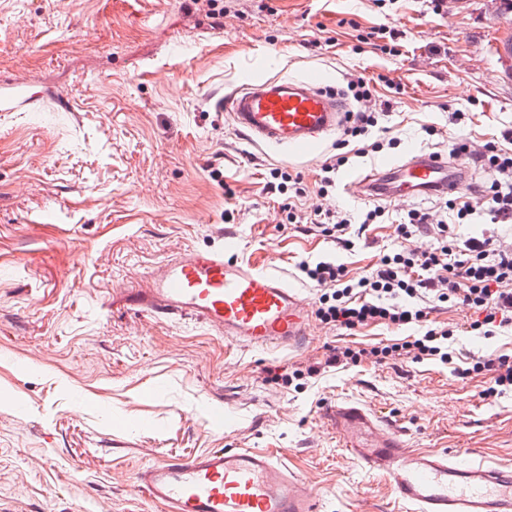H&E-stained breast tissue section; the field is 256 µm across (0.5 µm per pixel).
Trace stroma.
<instances>
[{
  "instance_id": "stroma-1",
  "label": "stroma",
  "mask_w": 512,
  "mask_h": 512,
  "mask_svg": "<svg viewBox=\"0 0 512 512\" xmlns=\"http://www.w3.org/2000/svg\"><path fill=\"white\" fill-rule=\"evenodd\" d=\"M236 7L217 22L193 0H0V98L16 97L0 112V512H164L140 494L138 470L210 448L286 453L323 512H412L342 447L326 417L341 404L383 417L407 447L474 448L512 467V398L483 399V376L427 360L283 381L333 347L402 329L351 337L318 323L301 346L245 351L128 303L157 263L220 246V227L312 302L299 261L330 255L358 276L396 246L389 224L349 252L287 224L263 190L269 169L300 173L297 204L312 209L335 143L311 161L252 145L219 110L247 78L318 73L343 97L350 76L373 79L370 138L384 147L350 157L340 181L413 147L443 153L512 132L505 0ZM379 26L400 32L399 54L359 43Z\"/></svg>"
}]
</instances>
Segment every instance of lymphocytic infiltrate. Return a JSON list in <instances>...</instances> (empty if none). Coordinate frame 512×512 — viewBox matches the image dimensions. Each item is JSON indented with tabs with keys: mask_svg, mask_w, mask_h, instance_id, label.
Listing matches in <instances>:
<instances>
[{
	"mask_svg": "<svg viewBox=\"0 0 512 512\" xmlns=\"http://www.w3.org/2000/svg\"><path fill=\"white\" fill-rule=\"evenodd\" d=\"M348 86L358 104L350 112L337 154L323 162L318 186L326 197L336 187V173L350 155L365 156L380 151V142L368 141L370 128L377 126L378 115L370 110L371 82L357 76ZM453 154L483 163L490 177L480 192L443 198L434 210L412 209L404 213L394 232L399 245L381 254L363 275L349 276L344 265L332 260H301L297 268L319 292L318 319L349 332L369 325L411 328V335L389 343L333 348L322 366L295 368L286 381L320 375L322 368H343L363 362L383 364L389 361L421 363L435 360L452 366L459 377L485 376L483 398L490 399L512 392V354L471 359L467 354H453L448 341L456 329L445 323L430 322L431 313L442 304L476 310L477 319L470 330L484 337L512 331V245L504 235L459 239L457 229L473 215L484 213L493 223H512V146L489 142L483 151L470 152L466 143H454ZM264 189L283 198V210L292 224H303L309 233L324 237L339 248L353 250L355 242L371 226L385 223L386 209L375 206L353 223L351 216L339 208L299 210L296 198L304 189L300 176L273 168ZM429 237L430 248L418 250L409 243Z\"/></svg>",
	"mask_w": 512,
	"mask_h": 512,
	"instance_id": "f902f5d3",
	"label": "lymphocytic infiltrate"
}]
</instances>
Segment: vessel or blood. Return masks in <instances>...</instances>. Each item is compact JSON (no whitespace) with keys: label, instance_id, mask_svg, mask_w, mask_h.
<instances>
[{"label":"vessel or blood","instance_id":"vessel-or-blood-1","mask_svg":"<svg viewBox=\"0 0 512 512\" xmlns=\"http://www.w3.org/2000/svg\"><path fill=\"white\" fill-rule=\"evenodd\" d=\"M235 129L255 146L310 157L342 127L347 105L316 75L253 78L227 96ZM460 158L420 149L399 162L347 178L346 193L392 201L468 189ZM236 240L165 259L130 288L131 302L156 318L192 320L239 347L270 349L309 336L313 321L282 269L237 257ZM348 453L386 474L414 512H512V469L469 456L407 447L390 424L356 406L328 413ZM139 489L165 512H321L320 491L283 457L253 448H212L170 457L136 474Z\"/></svg>","mask_w":512,"mask_h":512}]
</instances>
